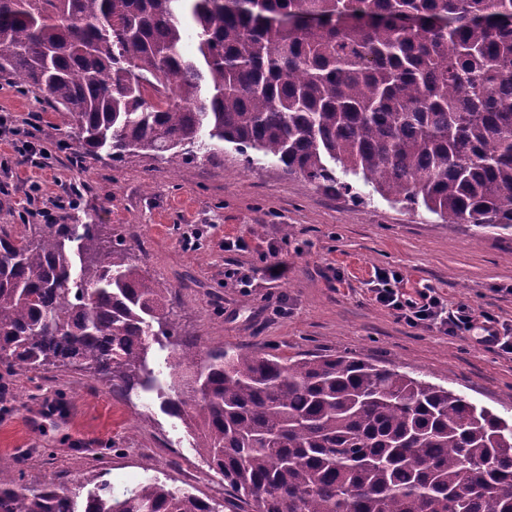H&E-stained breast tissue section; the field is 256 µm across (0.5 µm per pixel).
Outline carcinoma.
I'll use <instances>...</instances> for the list:
<instances>
[{
	"instance_id": "cac0c4a2",
	"label": "carcinoma",
	"mask_w": 512,
	"mask_h": 512,
	"mask_svg": "<svg viewBox=\"0 0 512 512\" xmlns=\"http://www.w3.org/2000/svg\"><path fill=\"white\" fill-rule=\"evenodd\" d=\"M197 55L181 51L187 30ZM0 73L70 115L79 151L170 164L230 144L305 187L512 236V0H0ZM169 289L95 224L0 225V363L187 389L217 504L156 479L22 484L0 512H512V418L347 356L203 350ZM148 358L151 367L154 368L156 374V387L163 389L165 396L174 395L169 390L171 364L173 362L172 346L163 336H150V349Z\"/></svg>"
}]
</instances>
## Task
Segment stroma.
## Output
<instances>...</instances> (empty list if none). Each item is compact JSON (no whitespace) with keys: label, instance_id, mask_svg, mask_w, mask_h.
Here are the masks:
<instances>
[{"label":"stroma","instance_id":"1","mask_svg":"<svg viewBox=\"0 0 512 512\" xmlns=\"http://www.w3.org/2000/svg\"><path fill=\"white\" fill-rule=\"evenodd\" d=\"M30 133L45 168L0 140V224H28L50 208L57 224L98 225L130 248L141 273L172 292L183 336L207 348L288 357L336 353L415 370L472 402L512 409V354L473 333L413 327L375 300L374 272L395 269L408 292L433 289L512 328V236L448 226L424 209L358 185L359 200L304 187L232 147L171 166L149 155L79 156L67 113L0 75V114ZM262 234H255V225ZM291 235H283V225ZM281 263L282 276L265 274ZM228 268L256 269L250 292L224 284ZM287 316L275 313L276 307ZM156 388L128 396L88 375L48 370L28 379L0 364V459L26 485L72 486L105 474L116 486L151 477L201 497L224 486L202 469L199 432L164 411L172 347L151 338Z\"/></svg>","mask_w":512,"mask_h":512}]
</instances>
